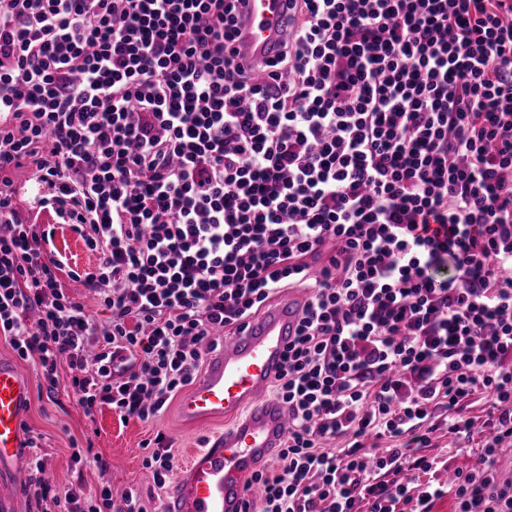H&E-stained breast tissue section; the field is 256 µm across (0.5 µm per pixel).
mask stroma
Masks as SVG:
<instances>
[{
    "label": "stroma",
    "mask_w": 512,
    "mask_h": 512,
    "mask_svg": "<svg viewBox=\"0 0 512 512\" xmlns=\"http://www.w3.org/2000/svg\"><path fill=\"white\" fill-rule=\"evenodd\" d=\"M38 223L55 227L54 250L61 255L65 268L59 276L69 293L83 302L96 321L108 320L110 313L82 281L71 278V271L91 270L97 263L95 253L88 250L81 237L68 225L57 222L55 216L41 213ZM0 359L17 363L20 370L34 383L33 401L23 421V442L28 458L44 463L43 475L55 490V499H38L35 491L24 492L20 500L21 512H67L65 492L81 484L91 489L110 483L115 494L133 490L145 500L149 512H160L167 497L166 490L157 488L152 473L143 465L147 454L146 441L156 434H164L171 442L176 456H183L186 449L203 447L214 434L223 431L220 422L191 424L180 415L177 399H170L161 413L153 420L143 422L132 418L120 420L110 408L85 415L73 394L59 388L55 394H46L38 388L37 367L34 362L18 360L4 339L0 338ZM92 442L95 453L107 463L106 469L88 465L75 470L70 464L73 444Z\"/></svg>",
    "instance_id": "stroma-1"
}]
</instances>
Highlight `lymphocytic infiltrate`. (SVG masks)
Wrapping results in <instances>:
<instances>
[{
	"label": "lymphocytic infiltrate",
	"mask_w": 512,
	"mask_h": 512,
	"mask_svg": "<svg viewBox=\"0 0 512 512\" xmlns=\"http://www.w3.org/2000/svg\"><path fill=\"white\" fill-rule=\"evenodd\" d=\"M237 0H0V338L47 394L154 419L213 332L307 293L273 383L292 425L257 512H512V5L292 0L256 77ZM98 263L94 321L47 252ZM484 420L465 417L474 397ZM477 464L436 483L439 430ZM68 512H148L76 486ZM37 224H55L54 251L63 257L65 266L59 276L64 288L81 302L97 322H104L110 317V312L101 306L96 297L82 281L69 276V269H74L80 274L90 271L97 263V255L88 250L81 237L74 233L68 224L59 223L55 215L42 212L37 218Z\"/></svg>",
	"instance_id": "1"
}]
</instances>
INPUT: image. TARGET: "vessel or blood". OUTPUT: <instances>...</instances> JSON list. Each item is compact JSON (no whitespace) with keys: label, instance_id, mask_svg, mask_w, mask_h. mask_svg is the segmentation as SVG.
Masks as SVG:
<instances>
[{"label":"vessel or blood","instance_id":"vessel-or-blood-1","mask_svg":"<svg viewBox=\"0 0 512 512\" xmlns=\"http://www.w3.org/2000/svg\"><path fill=\"white\" fill-rule=\"evenodd\" d=\"M288 0H241V36L234 48L252 68L266 66L286 31ZM304 304L288 295L225 336L207 355L205 372L180 399L190 422H225L222 434L191 450L175 477L164 512H255L260 498L248 483L277 456L288 436V409L269 396L293 339ZM32 384L16 366L0 361V512H19L28 470L22 423Z\"/></svg>","mask_w":512,"mask_h":512}]
</instances>
